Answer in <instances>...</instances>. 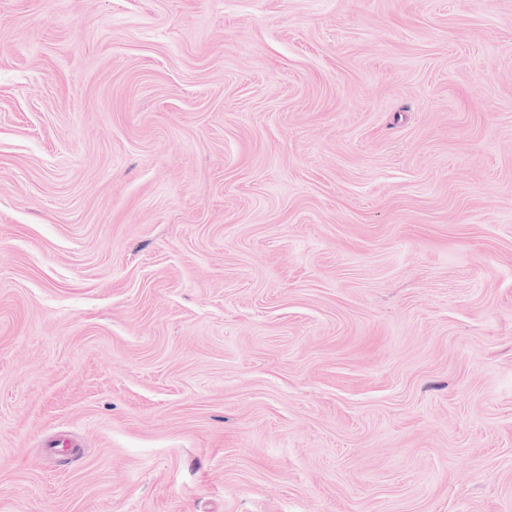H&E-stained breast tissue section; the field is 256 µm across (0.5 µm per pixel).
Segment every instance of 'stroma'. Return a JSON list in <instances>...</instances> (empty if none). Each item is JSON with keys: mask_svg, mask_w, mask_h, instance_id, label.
<instances>
[{"mask_svg": "<svg viewBox=\"0 0 512 512\" xmlns=\"http://www.w3.org/2000/svg\"><path fill=\"white\" fill-rule=\"evenodd\" d=\"M0 512H512V0H0Z\"/></svg>", "mask_w": 512, "mask_h": 512, "instance_id": "stroma-1", "label": "stroma"}]
</instances>
